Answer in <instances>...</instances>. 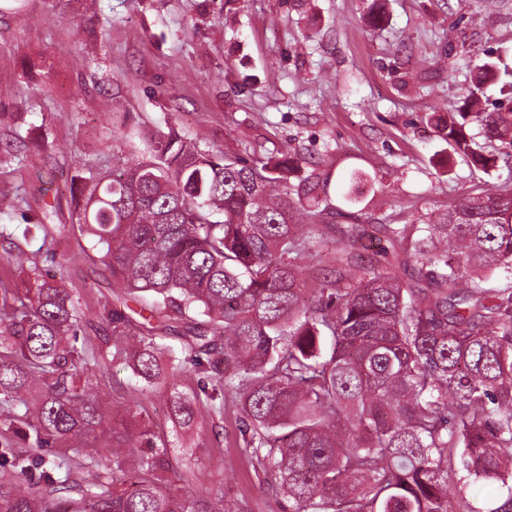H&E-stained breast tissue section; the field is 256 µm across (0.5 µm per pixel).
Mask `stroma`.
<instances>
[{
  "mask_svg": "<svg viewBox=\"0 0 512 512\" xmlns=\"http://www.w3.org/2000/svg\"><path fill=\"white\" fill-rule=\"evenodd\" d=\"M88 2L0 0V195L17 200L0 224L33 227L0 238V289L38 268L102 326L112 279L72 217L75 166L149 158L172 130L250 164L291 153L333 224L369 232L512 183V164L471 172L426 122L462 105L480 58L512 66V0H384L374 27V0H96L93 17ZM83 379L112 425L162 440L184 496L220 488L232 512H283L233 403L173 414L174 394L212 389L193 365L148 389L107 349Z\"/></svg>",
  "mask_w": 512,
  "mask_h": 512,
  "instance_id": "35a3bbf8",
  "label": "stroma"
}]
</instances>
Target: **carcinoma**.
Listing matches in <instances>:
<instances>
[{
	"label": "carcinoma",
	"mask_w": 512,
	"mask_h": 512,
	"mask_svg": "<svg viewBox=\"0 0 512 512\" xmlns=\"http://www.w3.org/2000/svg\"><path fill=\"white\" fill-rule=\"evenodd\" d=\"M500 86L508 104L474 109L475 95L437 133L467 165L488 174L512 146V73L476 65L475 90ZM481 129L485 144L466 127ZM285 157L260 167L175 134L151 159L119 174L78 170L76 223L87 228L118 288L101 346L133 351L150 387L182 359L161 365V334L231 397L244 447L268 471L288 512H479L469 489L499 483L512 512V188L468 194L437 221L379 224L384 245L362 264L359 224L338 228L345 250L314 276L307 303L301 262L329 236L333 207ZM150 293L142 322L127 301ZM79 299L31 269L22 294H0V512H231L221 492L189 499L167 483L172 465L148 430L112 429V446L77 448L38 481L15 448L54 435L81 442L106 421L80 376ZM157 325H152V322ZM330 342L329 355L323 354ZM108 453L112 466L102 463ZM458 476L448 497V478Z\"/></svg>",
	"instance_id": "1"
}]
</instances>
